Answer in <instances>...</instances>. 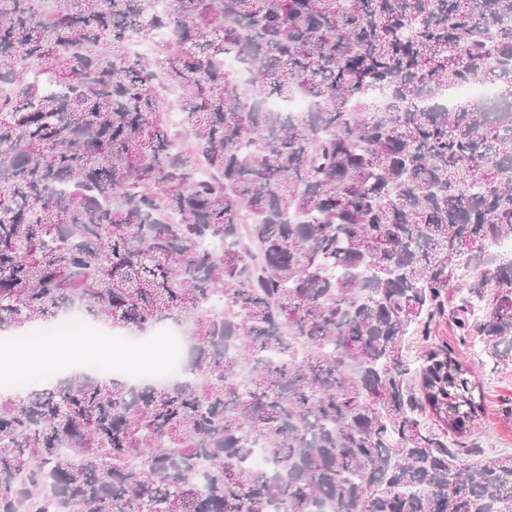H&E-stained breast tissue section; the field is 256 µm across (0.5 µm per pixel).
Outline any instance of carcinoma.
<instances>
[{"instance_id":"carcinoma-1","label":"carcinoma","mask_w":512,"mask_h":512,"mask_svg":"<svg viewBox=\"0 0 512 512\" xmlns=\"http://www.w3.org/2000/svg\"><path fill=\"white\" fill-rule=\"evenodd\" d=\"M0 83V331L171 320L191 375L0 394V512H512L432 342L512 361V0H0ZM488 79L458 86L449 92L448 90L443 92L440 97L442 100L447 101L449 97H464L473 100H488L494 96L495 87L491 78V73L496 71V65L494 62L489 61L487 64ZM84 325L81 322L80 315L78 313H71L62 320L46 326H37L32 329L34 336H54L59 332H68L71 334L77 333L83 329Z\"/></svg>"}]
</instances>
